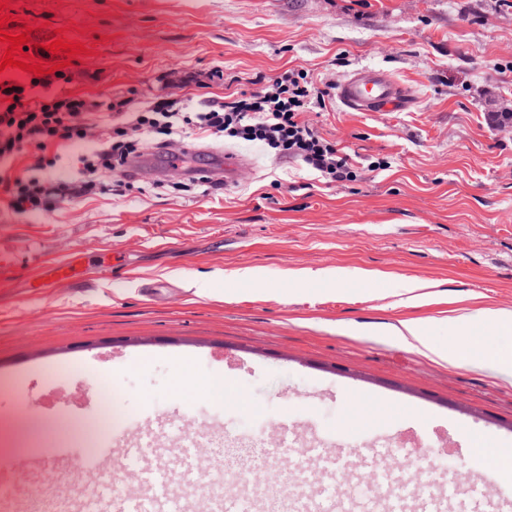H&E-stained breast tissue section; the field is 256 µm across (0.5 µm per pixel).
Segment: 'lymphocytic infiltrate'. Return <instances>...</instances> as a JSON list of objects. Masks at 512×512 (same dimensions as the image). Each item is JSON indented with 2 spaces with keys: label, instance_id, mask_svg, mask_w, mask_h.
<instances>
[{
  "label": "lymphocytic infiltrate",
  "instance_id": "lymphocytic-infiltrate-1",
  "mask_svg": "<svg viewBox=\"0 0 512 512\" xmlns=\"http://www.w3.org/2000/svg\"><path fill=\"white\" fill-rule=\"evenodd\" d=\"M41 84L36 77L26 85L0 83V169L13 167L32 150L38 157L36 175L0 176V197L17 213L46 211L67 199L124 195L133 181L127 163L138 155L144 139H154L159 148L175 155L185 148L190 129L261 143L276 155L302 162L329 184L357 179L352 157L306 119V112L324 105L326 92L298 69L268 79L262 90H243L229 101H207L195 112L181 111L164 98L132 112L125 98L35 94ZM98 112L114 122L105 139L94 141L89 121ZM59 145L80 149L78 176H55L59 157L51 149ZM104 171L116 173V180H101Z\"/></svg>",
  "mask_w": 512,
  "mask_h": 512
}]
</instances>
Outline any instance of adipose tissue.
Returning <instances> with one entry per match:
<instances>
[{
    "instance_id": "ef3b65f1",
    "label": "adipose tissue",
    "mask_w": 512,
    "mask_h": 512,
    "mask_svg": "<svg viewBox=\"0 0 512 512\" xmlns=\"http://www.w3.org/2000/svg\"><path fill=\"white\" fill-rule=\"evenodd\" d=\"M472 314L462 313L448 321L450 340L436 344L427 325L420 320H403L393 327L391 334L412 344L426 356L450 363H465L475 354H482L497 367L512 370V314L503 311L484 310L478 317L490 325L496 335V341L477 345L472 338Z\"/></svg>"
}]
</instances>
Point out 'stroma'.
<instances>
[{"mask_svg": "<svg viewBox=\"0 0 512 512\" xmlns=\"http://www.w3.org/2000/svg\"><path fill=\"white\" fill-rule=\"evenodd\" d=\"M5 13V31L29 37L20 61L65 64L66 80L51 85L59 94L132 89L138 103L167 96L196 109L290 68L321 88L370 66L391 71L413 104L367 114L331 95L308 112L357 156L354 182L326 185L259 145L194 131L193 167L231 150L250 171L205 196L142 172L146 195L75 198L35 216L0 199V263L13 268L0 288V420L28 441L6 449L0 493L35 508L49 487L135 493L170 469L220 483L210 444L272 419L260 467L289 489L316 494L344 467L355 485L375 477L376 497L397 504L443 493L487 512L457 476L481 464L467 436L486 430V447L512 448V373L479 354L433 361L385 330L420 319L443 344L448 318L512 312V0H8ZM59 37L84 53L46 51ZM382 158L389 170L368 171ZM63 259L79 266L76 283L32 288ZM336 267L380 278L339 290L289 278ZM252 269L262 281L245 279ZM408 282L418 301L400 295ZM200 283L210 295H197ZM183 370L185 400L168 392ZM222 378L234 389L218 398ZM107 390L122 420L93 434L96 452L148 423L157 436L135 470L113 456L92 487L81 466L34 459L32 443H70ZM189 433L209 445L179 452ZM394 436L443 437L451 463L414 455L382 470L374 449Z\"/></svg>", "mask_w": 512, "mask_h": 512, "instance_id": "obj_1", "label": "stroma"}]
</instances>
